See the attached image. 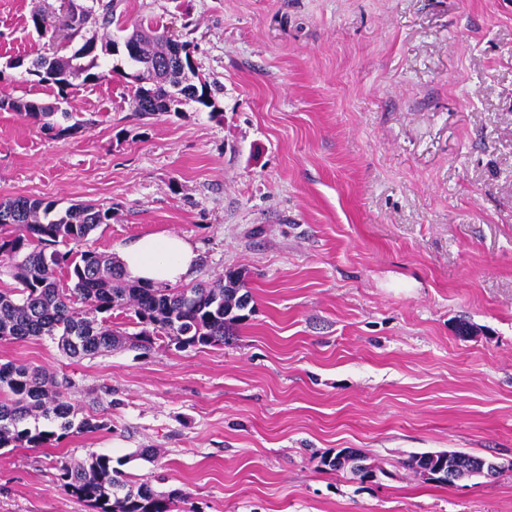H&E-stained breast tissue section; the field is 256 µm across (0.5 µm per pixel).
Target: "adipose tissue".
<instances>
[{
    "label": "adipose tissue",
    "mask_w": 512,
    "mask_h": 512,
    "mask_svg": "<svg viewBox=\"0 0 512 512\" xmlns=\"http://www.w3.org/2000/svg\"><path fill=\"white\" fill-rule=\"evenodd\" d=\"M121 265L130 279L155 286L183 280L194 267L197 254L183 237L147 236L122 249Z\"/></svg>",
    "instance_id": "adipose-tissue-1"
}]
</instances>
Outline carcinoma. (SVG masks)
<instances>
[{
  "label": "carcinoma",
  "mask_w": 512,
  "mask_h": 512,
  "mask_svg": "<svg viewBox=\"0 0 512 512\" xmlns=\"http://www.w3.org/2000/svg\"><path fill=\"white\" fill-rule=\"evenodd\" d=\"M121 0H93V5L68 3L59 16L35 13L34 29L41 35L62 37L61 49L51 57H40L26 72L39 84H48L63 98L73 80L97 81L102 75L100 53L123 51L133 72L135 110L142 115L198 108L216 110L212 88L195 70L189 57L192 46L151 24L142 22L119 39L105 37L99 30L119 23ZM11 111L41 124L62 136L76 128L63 126L54 104L6 99ZM0 268L8 269L15 285L0 288V341L47 336L71 358H93L123 343L148 351L157 342L178 350L224 343V337L245 319L244 299L249 291L240 273H227L211 282L191 286L156 288L125 277L122 267L109 256L93 251H76L88 236L112 220V209L78 203L65 209L54 201L23 196L0 200ZM112 310L129 311L141 330L129 337L96 315ZM67 377H49L27 364H0V448H37L70 434L105 430L104 419L78 418V409L64 396ZM340 458L321 457L332 471L358 469L365 457L350 448L338 451ZM477 456L458 451L422 452L409 456L410 469L457 471L474 469ZM58 477L79 499L98 512H174L177 494L155 492L148 481H132L112 467V458L91 456L82 462L62 459Z\"/></svg>",
  "instance_id": "1"
}]
</instances>
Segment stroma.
I'll return each instance as SVG.
<instances>
[{
	"label": "stroma",
	"instance_id": "35a3bbf8",
	"mask_svg": "<svg viewBox=\"0 0 512 512\" xmlns=\"http://www.w3.org/2000/svg\"><path fill=\"white\" fill-rule=\"evenodd\" d=\"M0 0V98L59 102L58 139L0 111V198L112 210L86 248L191 242L190 282L245 272L228 343L67 357L0 341V364L67 376L109 429L0 448V512H96L56 461L178 492V512H512V0H124V26L192 42L216 111H135L120 55L66 100L25 63L55 44ZM154 449V458L141 457ZM355 448L360 480L320 464ZM459 450L492 478L423 481ZM449 455L450 451L448 450V456ZM448 456L443 452L414 453L409 456L405 464L407 467L414 471L423 470L418 474L421 475L426 480L434 479L436 475L428 471H425V469H430L431 471H440L443 469L448 470L450 467H452L456 469L458 472L451 468L449 471L444 472L442 474V480H447L448 483L440 480H434L431 482L440 483L444 485H453L456 482L463 480L464 475L460 473L461 471L474 470V463L476 462V460L483 458L461 451H456L455 456L449 459Z\"/></svg>",
	"mask_w": 512,
	"mask_h": 512
}]
</instances>
